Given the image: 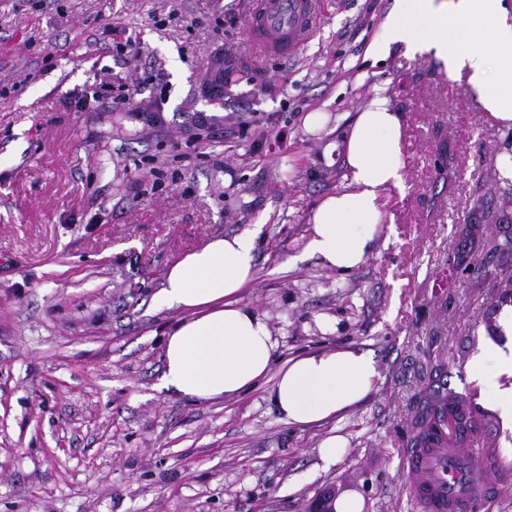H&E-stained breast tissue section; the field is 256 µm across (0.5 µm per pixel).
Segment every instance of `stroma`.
<instances>
[{"mask_svg": "<svg viewBox=\"0 0 512 512\" xmlns=\"http://www.w3.org/2000/svg\"><path fill=\"white\" fill-rule=\"evenodd\" d=\"M395 0H322L296 57L249 58V0H0V512H310L324 495L363 512H425L399 460L438 388L477 399L484 451L512 471V423L469 371L491 347L481 325L512 275V253L466 232L512 218L494 174L512 131L493 124L434 52L392 45L367 61ZM130 37L112 58V31ZM234 61L217 105L204 93L219 51ZM167 87V122L135 133L121 111L73 112L65 93L103 69ZM404 116L405 192L384 199L371 256L340 274L306 257L308 219L341 185L322 152L375 86ZM217 137L186 158L193 113ZM253 112L282 138L234 136ZM323 112V130L304 118ZM162 162L154 184L141 159ZM252 231L255 284L280 358L336 344L373 351L380 378L338 422L281 421L271 381L215 403L161 386L180 312L158 292L170 266L211 238ZM335 464L317 452L330 432Z\"/></svg>", "mask_w": 512, "mask_h": 512, "instance_id": "35a3bbf8", "label": "stroma"}]
</instances>
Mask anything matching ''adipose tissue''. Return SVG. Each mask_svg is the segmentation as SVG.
I'll return each mask as SVG.
<instances>
[{
  "mask_svg": "<svg viewBox=\"0 0 512 512\" xmlns=\"http://www.w3.org/2000/svg\"><path fill=\"white\" fill-rule=\"evenodd\" d=\"M385 22V37L369 56L384 58L391 44L434 51L450 77L465 79L480 108L512 130V0H405ZM403 122L384 88H375L327 153L344 155L343 184L324 197L310 218L306 253L340 273L359 268L372 252L389 190L405 191ZM257 277L255 236L216 237L169 268L160 303L182 312L163 349V388L198 401L240 396L259 382L283 421L307 426L362 405L379 378L371 351L338 346L297 354L275 364L278 341L264 314L238 296ZM470 372L485 384L504 419H512V349L475 353Z\"/></svg>",
  "mask_w": 512,
  "mask_h": 512,
  "instance_id": "adipose-tissue-1",
  "label": "adipose tissue"
}]
</instances>
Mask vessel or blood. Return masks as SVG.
<instances>
[{"label":"vessel or blood","instance_id":"1","mask_svg":"<svg viewBox=\"0 0 512 512\" xmlns=\"http://www.w3.org/2000/svg\"><path fill=\"white\" fill-rule=\"evenodd\" d=\"M319 23L318 0H253L249 41L260 54L288 58L310 42ZM466 405L474 425L464 445L407 451L411 492L425 498L429 512H474L501 490L492 465L476 455L486 438L481 406L472 398Z\"/></svg>","mask_w":512,"mask_h":512}]
</instances>
